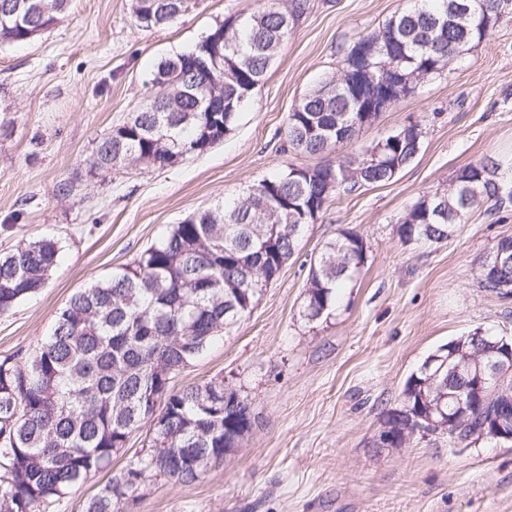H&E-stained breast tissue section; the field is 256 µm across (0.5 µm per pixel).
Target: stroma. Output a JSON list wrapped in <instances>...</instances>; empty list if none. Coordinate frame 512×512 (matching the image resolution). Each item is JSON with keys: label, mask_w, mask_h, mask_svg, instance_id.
<instances>
[{"label": "stroma", "mask_w": 512, "mask_h": 512, "mask_svg": "<svg viewBox=\"0 0 512 512\" xmlns=\"http://www.w3.org/2000/svg\"><path fill=\"white\" fill-rule=\"evenodd\" d=\"M267 3L195 0L171 25L148 31L133 22L130 0H71L50 32L0 46V253L42 236L61 246L47 285L0 314V358L35 349L74 292L197 210L286 164H318L289 148V112L336 74L345 46L411 5L310 0L222 142L163 168L88 175L96 141L152 93L161 59ZM411 122L424 131L415 160L387 184L328 203L251 313L174 378L180 388L223 377L252 402L258 427L193 482L147 478L121 512H512V443L465 448L444 434L417 435L402 448L379 443L386 411L429 355L478 328L512 336V299L477 286L480 262L512 237V209L472 212L440 243L399 232L407 210L451 187L463 166L512 160V15L338 152H363ZM346 228L363 237L367 263L329 316L307 322L310 259ZM145 437L133 433L110 471L73 487L51 512H83Z\"/></svg>", "instance_id": "stroma-1"}]
</instances>
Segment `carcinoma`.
Wrapping results in <instances>:
<instances>
[{
	"label": "carcinoma",
	"instance_id": "1",
	"mask_svg": "<svg viewBox=\"0 0 512 512\" xmlns=\"http://www.w3.org/2000/svg\"><path fill=\"white\" fill-rule=\"evenodd\" d=\"M70 0H0V43L26 41L24 31L41 17L58 23ZM192 0H130L134 22L145 29L173 23ZM477 15L459 25L448 16V0H413L378 30L342 50L339 73L361 67L356 50L375 52V61L393 52L401 70L419 82L440 75L458 42L479 45L497 27L495 0H470ZM309 9L308 0H277L224 20L195 46L161 60L152 76L155 92L135 112L99 140L87 159L95 177L111 171L97 164L112 154V167L136 162L164 167L195 152L209 137L224 139L264 81L288 35ZM224 33V66L209 67L204 52ZM331 78L307 92L289 113L286 138L300 153L325 161L293 174L287 165L250 186L242 197L196 211L159 242L108 277L75 292L58 312L53 330L34 350L0 359V512H47L77 484L107 469L132 432L144 429L149 450L136 453L86 504L84 512H119L118 505L154 473L176 481L199 478L224 460L252 431L258 416L252 402L224 381L210 379L179 389L172 379L222 337L225 325L251 313L271 276L294 256L306 227L325 206L361 186L393 180L392 166L416 149L413 125L366 152L333 157L336 147L358 138L363 123L355 91L381 98V81L336 92ZM498 170L484 162L458 171L447 199L433 193L400 219L407 240L439 243L468 215L491 203L499 212L512 203L495 193ZM59 241L45 236L0 255V314L43 288L57 265ZM362 236L343 230L310 260L303 316L314 321L336 303L337 289L366 263ZM512 282V264L500 269L490 257L480 263L479 287L499 294ZM497 336L484 333L479 344L448 363L446 384L422 372L406 381L399 406L386 412L381 435L402 448L425 429L448 425L438 410L459 413L458 435L469 446L495 439L489 408L454 373ZM165 429L151 431L154 419Z\"/></svg>",
	"mask_w": 512,
	"mask_h": 512
}]
</instances>
